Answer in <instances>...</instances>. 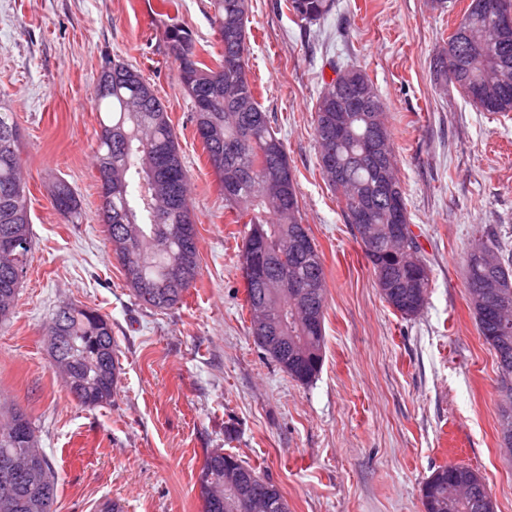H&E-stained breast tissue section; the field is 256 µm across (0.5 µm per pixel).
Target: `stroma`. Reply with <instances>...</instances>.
<instances>
[{
	"label": "stroma",
	"instance_id": "35a3bbf8",
	"mask_svg": "<svg viewBox=\"0 0 512 512\" xmlns=\"http://www.w3.org/2000/svg\"><path fill=\"white\" fill-rule=\"evenodd\" d=\"M470 0H336L298 23L280 0H249L248 78L293 167L304 224L326 276L325 353L303 385L253 341L240 254L244 228L195 133L164 31L178 23L217 50L210 0H0V88L21 134L32 250L0 324V402L31 415L58 477L56 512H203L198 479L221 448L282 490L290 512H422L435 469L479 472L512 512V452L498 434V368L469 307L464 265L478 228L512 251V114L456 89L436 92L430 63ZM137 67L164 101L194 205L200 275L176 307L140 305L99 216L94 78L106 61ZM353 62L386 111L412 229L430 267L424 311L402 318L380 297L336 193L323 179L313 119L330 61ZM81 202L65 223L50 186ZM112 323L118 383L89 409L66 391L43 334L56 306Z\"/></svg>",
	"mask_w": 512,
	"mask_h": 512
}]
</instances>
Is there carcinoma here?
Segmentation results:
<instances>
[{
  "label": "carcinoma",
  "mask_w": 512,
  "mask_h": 512,
  "mask_svg": "<svg viewBox=\"0 0 512 512\" xmlns=\"http://www.w3.org/2000/svg\"><path fill=\"white\" fill-rule=\"evenodd\" d=\"M487 0H470L469 33L453 32L433 58L436 88L448 92V68L458 70L455 87L479 110L512 112V27L502 28L488 13ZM287 10L311 26L329 15L335 0H286ZM212 23L219 33V53L211 63L199 57L191 33L178 24L165 30L170 57L178 64L184 92L194 108L195 125L211 167L217 173L224 209L231 223L246 228L241 254L254 248L273 253L266 273L245 282L252 308L269 300L284 319L283 345L265 352L293 380L310 383L323 363L324 309L327 288L322 255L309 228L303 224L294 182L283 186L269 177L275 167L291 168L285 146L272 127L271 115L256 100L247 77L249 0H211ZM335 78L324 82L315 105L314 134L318 153H332L337 169L320 167L323 178L338 193L344 222L353 226L360 212L372 211L375 245L363 252L374 277L388 273L381 298L404 319L424 310L430 268L419 241L416 262L404 253L394 256L385 227L390 216L402 212L410 223L405 191L395 174L393 149L373 148V128L384 129V104L368 74L355 66L331 62ZM95 101L104 111L96 132L97 171L108 176L113 192L101 210L107 213L108 238L134 297L143 305L166 310L182 303L200 275L197 229L187 176L177 136L161 99L141 72L131 64L112 61L111 72L98 76ZM27 185L21 175L20 133L13 114L0 105V237L10 236L14 248L0 250V323L17 301L31 252V215ZM51 195L58 212L71 224L78 222L81 204L63 180L52 182ZM497 262L496 275L512 303V255L501 249L495 234H486L485 250L466 259V288L477 327L494 351L498 371L512 370V337L502 356L497 310L480 303L473 285ZM300 285L288 293V281ZM51 339L54 366L66 391L81 405L95 408L112 399L118 362L112 324L89 307H59L45 327ZM21 453L31 455L42 470L41 484L13 473L16 499L0 512H52L58 480L47 456L38 448L30 416L15 406L0 412V471ZM235 458L222 449L206 452L200 477L204 512H224V466ZM251 480V492L272 500L270 512H288L280 488L258 469L239 461ZM484 478L464 465L438 467L425 482L422 495L442 503L432 512H475L473 500L486 494Z\"/></svg>",
  "instance_id": "cac0c4a2"
}]
</instances>
